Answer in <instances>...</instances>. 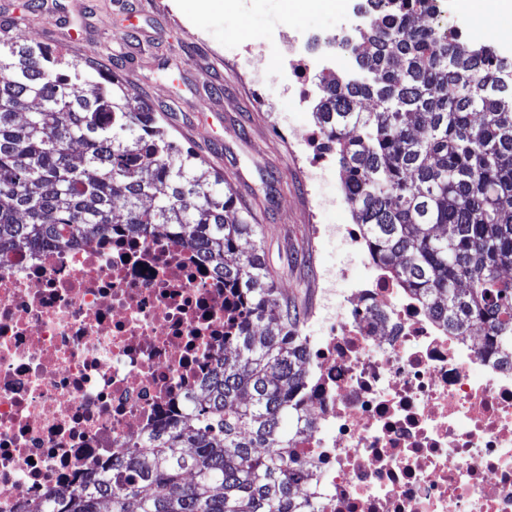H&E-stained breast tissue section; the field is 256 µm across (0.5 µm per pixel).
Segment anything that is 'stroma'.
<instances>
[{
  "instance_id": "obj_1",
  "label": "stroma",
  "mask_w": 512,
  "mask_h": 512,
  "mask_svg": "<svg viewBox=\"0 0 512 512\" xmlns=\"http://www.w3.org/2000/svg\"><path fill=\"white\" fill-rule=\"evenodd\" d=\"M0 0V33H21L119 77L130 96L144 100L182 146L224 175L235 192V214L263 231L265 259L281 306L301 330L320 334L313 299L317 275L350 265L334 237L313 238L312 227L352 223L342 172L310 178L307 153L289 133L312 128L311 112L294 111L287 83L264 72L288 53L308 60L272 0H257L245 18L206 0ZM434 21L471 48L495 45L512 58L496 21L462 14L455 0H435ZM272 33L269 48L249 56L239 30Z\"/></svg>"
}]
</instances>
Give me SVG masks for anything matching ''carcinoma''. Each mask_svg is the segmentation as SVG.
Listing matches in <instances>:
<instances>
[{
	"mask_svg": "<svg viewBox=\"0 0 512 512\" xmlns=\"http://www.w3.org/2000/svg\"><path fill=\"white\" fill-rule=\"evenodd\" d=\"M354 69L312 112L373 259L455 336L512 356V60L424 23L433 0H364ZM372 104L362 109L363 102ZM121 82L18 34L0 39V252L159 225L238 294L235 353L146 444L37 512H315L297 493L309 370L257 225Z\"/></svg>",
	"mask_w": 512,
	"mask_h": 512,
	"instance_id": "obj_1",
	"label": "carcinoma"
}]
</instances>
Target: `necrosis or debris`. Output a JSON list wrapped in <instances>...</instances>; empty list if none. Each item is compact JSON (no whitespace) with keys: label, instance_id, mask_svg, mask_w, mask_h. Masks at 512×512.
I'll return each instance as SVG.
<instances>
[{"label":"necrosis or debris","instance_id":"4bbe7bcc","mask_svg":"<svg viewBox=\"0 0 512 512\" xmlns=\"http://www.w3.org/2000/svg\"><path fill=\"white\" fill-rule=\"evenodd\" d=\"M370 268L306 336L303 408L320 512H512V368L485 334L454 336ZM239 309L173 235L124 225L0 254V512L74 490L142 443L210 375Z\"/></svg>","mask_w":512,"mask_h":512}]
</instances>
